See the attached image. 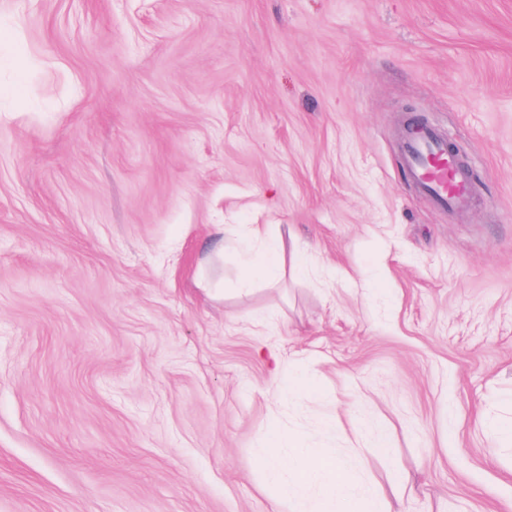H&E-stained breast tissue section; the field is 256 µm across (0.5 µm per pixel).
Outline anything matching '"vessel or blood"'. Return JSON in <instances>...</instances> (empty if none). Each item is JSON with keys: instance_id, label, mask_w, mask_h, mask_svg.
<instances>
[{"instance_id": "1", "label": "vessel or blood", "mask_w": 512, "mask_h": 512, "mask_svg": "<svg viewBox=\"0 0 512 512\" xmlns=\"http://www.w3.org/2000/svg\"><path fill=\"white\" fill-rule=\"evenodd\" d=\"M400 151L407 177L415 190L434 207L465 218L472 207L467 173L448 152V139L437 128L411 121L401 135Z\"/></svg>"}]
</instances>
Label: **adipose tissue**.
Returning <instances> with one entry per match:
<instances>
[{
	"label": "adipose tissue",
	"mask_w": 512,
	"mask_h": 512,
	"mask_svg": "<svg viewBox=\"0 0 512 512\" xmlns=\"http://www.w3.org/2000/svg\"><path fill=\"white\" fill-rule=\"evenodd\" d=\"M246 232L257 244L244 262L239 285L250 291L257 283L277 281L285 267L304 271L305 255L286 250L281 239L271 237L264 224L248 225ZM275 375H287L288 386L280 390L277 405L315 399L317 382L313 375L288 371L275 351H268ZM263 476L276 502L288 504L290 512H383L375 489L357 486L353 475L331 462L326 449L309 447L297 427L264 431L259 454Z\"/></svg>",
	"instance_id": "obj_1"
}]
</instances>
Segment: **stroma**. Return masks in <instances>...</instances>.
<instances>
[{
    "instance_id": "obj_1",
    "label": "stroma",
    "mask_w": 512,
    "mask_h": 512,
    "mask_svg": "<svg viewBox=\"0 0 512 512\" xmlns=\"http://www.w3.org/2000/svg\"><path fill=\"white\" fill-rule=\"evenodd\" d=\"M0 26L26 61L0 59V512H273L277 423L385 512H512L478 422L512 426V0H0ZM413 114L473 174L465 219L404 178ZM245 224L332 285L240 291ZM263 345L335 432L273 405ZM316 390L317 382L313 375L302 371L289 372L288 389L279 388L276 403L279 406H288L302 398L321 401L315 394Z\"/></svg>"
}]
</instances>
